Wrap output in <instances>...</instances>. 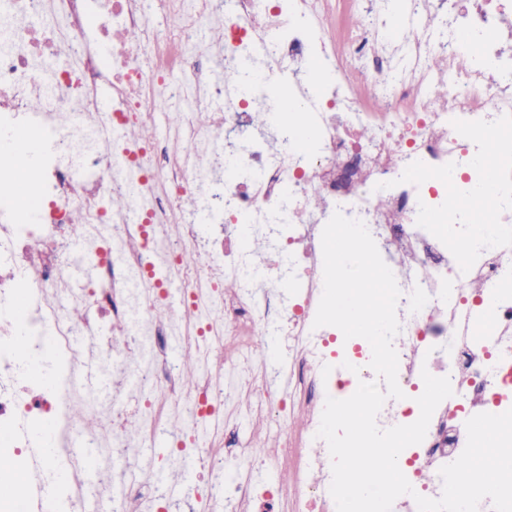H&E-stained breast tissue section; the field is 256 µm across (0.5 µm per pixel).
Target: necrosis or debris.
Returning <instances> with one entry per match:
<instances>
[{"label": "necrosis or debris", "mask_w": 512, "mask_h": 512, "mask_svg": "<svg viewBox=\"0 0 512 512\" xmlns=\"http://www.w3.org/2000/svg\"><path fill=\"white\" fill-rule=\"evenodd\" d=\"M409 6L465 30L476 52L438 39L430 25L394 43L374 22L344 24L328 0H0V151L21 125L51 140L28 167V221L17 222L10 181L0 178V457L13 463L0 482L15 486L0 512H87L98 501L111 512H162L164 488L144 479L151 461L130 452L163 432L158 399L182 426L167 464H197L212 512H278L284 502L290 512H336L331 457L316 436L325 399L376 378L370 346L352 338L332 350L335 327L313 325L323 292L318 244L337 212L364 222L395 259L401 331L393 345L404 396L386 400L379 427L418 419L422 371L451 380L425 439L405 450L415 495L441 496L439 470L462 453L466 421L492 403L512 407V233L468 242L459 254L444 231L475 222L454 206L447 176L458 173L463 190L480 182L477 160L489 144L502 195L486 218L512 224V0ZM158 11L175 18L167 33L153 25ZM216 24L223 42L201 49L200 30ZM438 55L452 88L434 100ZM248 61L268 77L316 62L322 93L289 88L304 101L312 151L292 148L290 126L279 125L274 142L257 131ZM358 63L375 78V94L348 81ZM104 90L107 114L98 108ZM190 93L208 125L184 108ZM162 111L181 153L133 136ZM410 169L424 180L408 178ZM121 194L130 209H111ZM171 224L182 228L179 242L166 235ZM246 234L268 240L262 265L237 247ZM80 260L94 275L77 288L70 270ZM217 271L236 282L234 292L220 288ZM168 280L182 287L179 323ZM21 293L30 300L22 315L14 307ZM104 322L117 325L116 337L102 334ZM264 340L288 352L286 392L274 391L258 364ZM171 343L204 363L193 387L168 361ZM95 359L111 400L73 417L71 397ZM229 409L276 422L274 441L230 436L216 461L197 426ZM285 410L305 416L304 428L277 423ZM90 458L101 467L71 483ZM282 463L291 483L255 481Z\"/></svg>", "instance_id": "1"}]
</instances>
